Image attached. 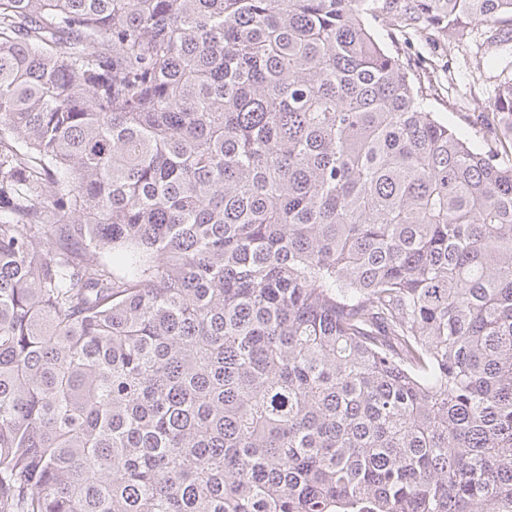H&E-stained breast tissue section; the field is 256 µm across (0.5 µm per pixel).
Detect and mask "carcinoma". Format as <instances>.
<instances>
[{
  "instance_id": "cac0c4a2",
  "label": "carcinoma",
  "mask_w": 512,
  "mask_h": 512,
  "mask_svg": "<svg viewBox=\"0 0 512 512\" xmlns=\"http://www.w3.org/2000/svg\"><path fill=\"white\" fill-rule=\"evenodd\" d=\"M377 11L0 0V512H512V78ZM377 1L382 8L380 19L372 21L374 31L426 87L430 85L428 110L465 133L474 146L481 147L487 133L481 112L488 110L497 85L504 76H510V69L501 74L509 61L506 55L499 69H486L478 62L484 54L500 53V45L491 42L484 27H470L463 36L443 29H431L419 36L413 25L406 26L392 44L385 29L396 12H388L386 0Z\"/></svg>"
}]
</instances>
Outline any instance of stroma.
<instances>
[{"instance_id":"1","label":"stroma","mask_w":512,"mask_h":512,"mask_svg":"<svg viewBox=\"0 0 512 512\" xmlns=\"http://www.w3.org/2000/svg\"><path fill=\"white\" fill-rule=\"evenodd\" d=\"M391 49L429 88L427 108L442 122L482 146L486 130L482 112L490 106L502 79L500 70L483 68V55L500 52L486 28L472 27L458 36L443 29L419 36L405 27Z\"/></svg>"}]
</instances>
